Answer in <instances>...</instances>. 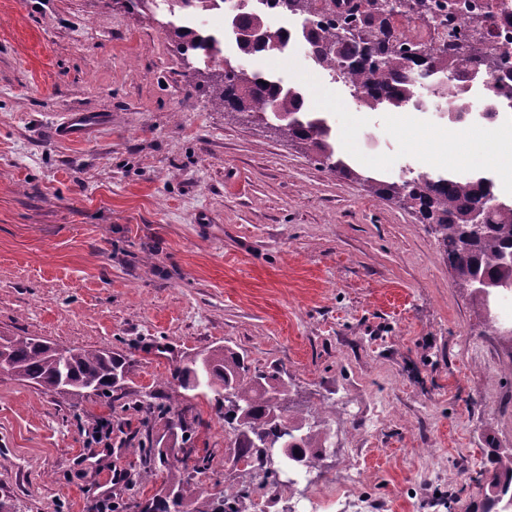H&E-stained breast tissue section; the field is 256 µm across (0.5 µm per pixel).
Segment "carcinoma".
I'll return each mask as SVG.
<instances>
[{"label": "carcinoma", "instance_id": "1", "mask_svg": "<svg viewBox=\"0 0 512 512\" xmlns=\"http://www.w3.org/2000/svg\"><path fill=\"white\" fill-rule=\"evenodd\" d=\"M167 11L179 19L205 15L214 0H166ZM280 12L304 20L315 14L327 20L310 26L306 37L311 58L320 68L345 83L362 106L380 105L401 108L416 94L417 87L437 72L445 74L446 83L438 93L448 98L455 83L469 78L476 69L489 71L479 63L481 52L465 51L454 41H445L434 50L422 37L411 38L397 31L403 19L415 14H431L445 5L439 0H362L364 11L352 0L336 10V0H273ZM354 32L344 38L341 32ZM176 51L203 63L193 79L207 88L212 107L224 110V119L249 118L269 126L290 141L311 152L324 168L346 179L360 180L362 174L351 168L334 147L332 127L322 117L304 111V97L298 90L284 88L269 76L233 64L222 56L220 39L206 31L183 23L165 24ZM467 38L472 43L485 42L486 18L472 17L466 22ZM238 49L246 54H264L284 50L282 39L267 28L265 14L256 8L242 13L232 23ZM496 96L512 108V75L504 74L496 85ZM367 186L379 198H395L403 208L415 213L422 224L432 226L448 265L455 273L458 288L466 291L482 310L496 299L512 294V200L496 196L490 178L478 174L468 181L449 172L436 177L419 174L402 176L379 183L368 176ZM479 216L483 223H473ZM9 355V369L18 379L48 391L68 389L80 396L88 391L107 395L113 379L123 373L124 363L112 352L97 348H74L59 354L57 347L36 336H0ZM180 387L196 390L205 387L224 397V424L234 428L235 459L249 463L252 456L262 460L264 478L272 477L273 463L264 448L277 437L281 421L272 417L277 411L270 391L288 384L278 372L250 373L243 357L225 346H217L201 358H193L175 373ZM296 427L295 443L290 452L294 464L310 468L327 447L328 433L305 418L292 416ZM148 465L143 477L156 470L155 463L168 470V484L178 493V501L169 504L155 498L141 512H239V501L249 495L242 487L217 499L191 485L168 455L160 448H148ZM485 501L487 509L512 512V450H493V467L487 471Z\"/></svg>", "mask_w": 512, "mask_h": 512}]
</instances>
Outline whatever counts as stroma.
Returning a JSON list of instances; mask_svg holds the SVG:
<instances>
[{
  "label": "stroma",
  "mask_w": 512,
  "mask_h": 512,
  "mask_svg": "<svg viewBox=\"0 0 512 512\" xmlns=\"http://www.w3.org/2000/svg\"><path fill=\"white\" fill-rule=\"evenodd\" d=\"M167 19L112 0H0V336L125 361L108 398L0 377V500L91 512L111 497L138 512L167 471L140 480L135 450L181 415L180 459H210L192 482L252 485L241 512H482L476 476L490 448H512V346L416 215L225 120L188 80ZM201 27L226 58L299 89L365 172L437 175L466 158L438 96L369 109L303 48L246 56L223 14ZM71 112L107 123L59 139ZM217 346L278 370L290 415L330 422V448L287 493L235 462L216 393L173 377Z\"/></svg>",
  "instance_id": "stroma-1"
}]
</instances>
